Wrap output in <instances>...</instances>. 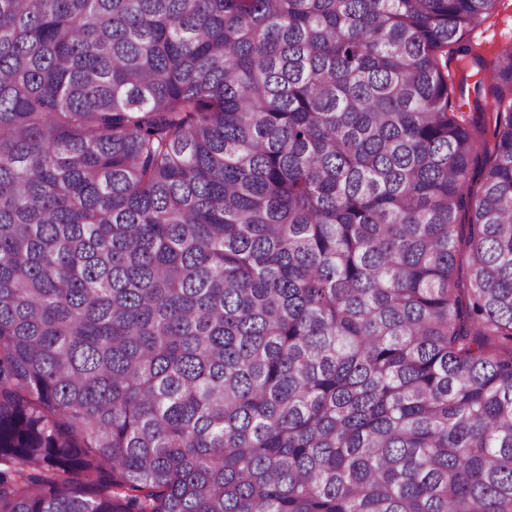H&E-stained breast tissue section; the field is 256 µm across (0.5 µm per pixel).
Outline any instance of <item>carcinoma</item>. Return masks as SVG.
Wrapping results in <instances>:
<instances>
[{
	"label": "carcinoma",
	"mask_w": 512,
	"mask_h": 512,
	"mask_svg": "<svg viewBox=\"0 0 512 512\" xmlns=\"http://www.w3.org/2000/svg\"><path fill=\"white\" fill-rule=\"evenodd\" d=\"M502 0H0V512H512ZM489 27L468 33L464 43L473 45L476 52L490 63L498 48L512 39V0H507ZM448 68L454 72L459 68L464 70L468 87L473 88V84L480 78L489 79L491 76L490 65L478 67L472 63L470 56L464 59H454L448 64Z\"/></svg>",
	"instance_id": "carcinoma-1"
}]
</instances>
